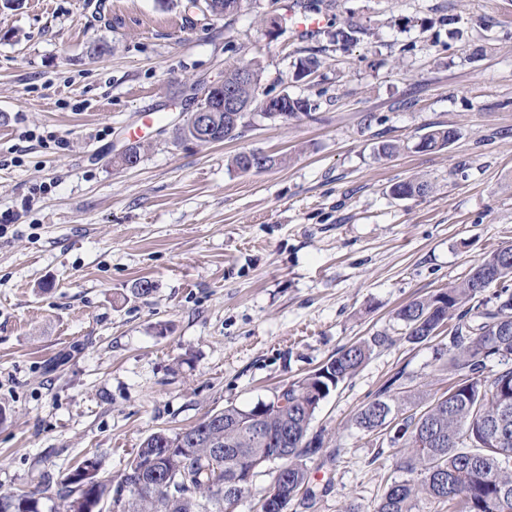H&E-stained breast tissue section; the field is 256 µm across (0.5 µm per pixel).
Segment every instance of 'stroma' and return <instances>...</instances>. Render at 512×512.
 Instances as JSON below:
<instances>
[{"mask_svg":"<svg viewBox=\"0 0 512 512\" xmlns=\"http://www.w3.org/2000/svg\"><path fill=\"white\" fill-rule=\"evenodd\" d=\"M302 14L300 0L224 17L179 0L0 7V494L60 512L53 485L93 452L119 479L153 432L270 400L381 336L311 423L315 507L286 509L374 512L399 452L357 427L361 407L395 376L430 396L455 381L435 359L447 330L412 342L397 309L512 245V0H336L308 38ZM348 25L355 41L337 44ZM241 61L263 92L319 109L178 138ZM432 125L455 141L419 150ZM138 126L141 160L118 166ZM250 150L290 161L229 166ZM410 178L429 191L390 194Z\"/></svg>","mask_w":512,"mask_h":512,"instance_id":"1","label":"stroma"}]
</instances>
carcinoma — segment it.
Here are the masks:
<instances>
[{"label":"carcinoma","instance_id":"obj_1","mask_svg":"<svg viewBox=\"0 0 512 512\" xmlns=\"http://www.w3.org/2000/svg\"><path fill=\"white\" fill-rule=\"evenodd\" d=\"M249 0H205L216 15L238 13ZM260 71L242 63L224 71V90L234 93L245 111L211 113L210 138L196 136L192 118L179 128V135L199 143L232 140L258 115L275 122L309 116L318 104L288 94L265 105L259 98ZM456 137L451 128H433L424 133L419 147L442 150ZM286 163V158L259 151H242L230 160L240 172L263 170ZM428 185L418 179L397 183L391 194L411 198L425 193ZM512 277V246L502 247L477 262L460 283L425 299L414 300L396 313L416 343L428 340L417 328L420 320L437 330L454 320L448 345L436 349L435 359L448 357L458 382L432 397L419 410L406 414L409 396L398 391L393 378L357 416L358 427L400 449L397 469L380 497L375 512H419V504L448 507V512H512V294L504 290L492 308L467 306L491 284ZM386 338L375 336L340 350L336 356L307 376L286 382L287 404L275 400L266 408L263 428H252L247 410L227 405L213 413L218 424L200 421L178 431L150 434L120 475L126 486L123 498L112 502V512H234V507L252 488L225 485L236 471L252 459L275 452L268 434H281L283 455L274 459L281 480H273L264 497L283 495L293 499L304 493V505L314 506L315 493L308 487L307 461L319 452L309 447L310 425L320 403L351 378ZM495 356L505 368L484 375L485 361ZM224 457L214 459L216 449ZM87 469L77 465L61 481L57 496L64 512H104L112 497L111 484L99 480L103 455H92ZM146 468V479L172 482V488H138L130 474ZM0 512H41L35 494L0 495Z\"/></svg>","mask_w":512,"mask_h":512}]
</instances>
